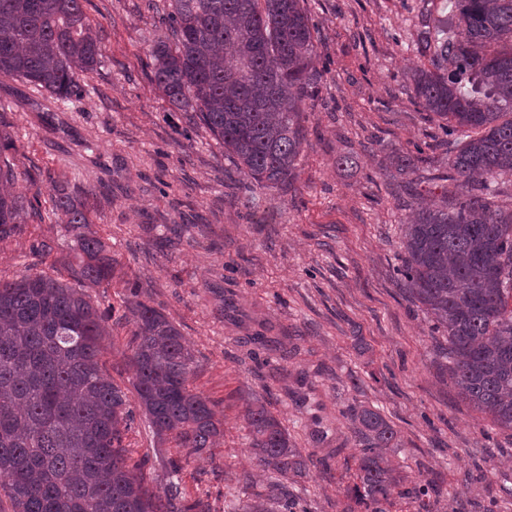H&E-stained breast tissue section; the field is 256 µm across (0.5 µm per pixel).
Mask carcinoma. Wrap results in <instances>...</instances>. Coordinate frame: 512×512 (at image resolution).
Returning a JSON list of instances; mask_svg holds the SVG:
<instances>
[{
	"label": "carcinoma",
	"instance_id": "obj_1",
	"mask_svg": "<svg viewBox=\"0 0 512 512\" xmlns=\"http://www.w3.org/2000/svg\"><path fill=\"white\" fill-rule=\"evenodd\" d=\"M85 0H0V74L58 100L81 95L80 74L102 63V38ZM448 18L426 32L431 66L410 75L411 93L443 138L448 174L442 204H419L404 224L401 284L441 333L442 368L459 395L502 430H512V208L494 200L512 176V0H448ZM168 34L151 45L149 79L168 103L192 112L266 189L292 185L306 140L319 55L304 0H166ZM422 149L398 152L400 175L419 170ZM18 178L0 174V240L24 232ZM53 211L83 255L79 287L43 274L0 281V485L13 512H207L172 485L165 497L144 485L123 435L126 395L105 377L106 318L85 289L112 275V258L89 213L65 182L52 185ZM129 362L140 407L159 436L183 454L173 477L221 432L210 403L189 389L194 356L167 317L131 289ZM362 445L349 512H386L398 494L387 450L396 432L376 410H353ZM244 421L259 464L302 477L306 462L259 399ZM238 512H306L273 492Z\"/></svg>",
	"mask_w": 512,
	"mask_h": 512
}]
</instances>
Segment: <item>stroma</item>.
Listing matches in <instances>:
<instances>
[{
	"instance_id": "obj_1",
	"label": "stroma",
	"mask_w": 512,
	"mask_h": 512,
	"mask_svg": "<svg viewBox=\"0 0 512 512\" xmlns=\"http://www.w3.org/2000/svg\"><path fill=\"white\" fill-rule=\"evenodd\" d=\"M318 27L319 98L308 112L293 187L250 183L188 113L172 110L148 78L165 27L149 0H86L104 57L84 91L56 101L0 75V132L15 143L0 168L36 176L22 235L0 240V279L43 272L69 280L79 255L50 215L51 181L90 198L92 228L112 255V277L90 289L109 324L102 370L126 395L131 462L156 495L168 487L173 436H157L139 406L128 363L129 288L191 346L189 386L223 424L193 457L180 491L209 512L268 494L243 419L259 398L311 464L283 482L306 512H342L361 445L344 411L378 409L398 433L389 456L401 488L431 483L436 512H512V431L462 400L439 368L432 323L401 287V222L427 183L387 167L421 146V168L443 165L442 132L406 85L428 64L421 34L448 0H305ZM351 166L341 167L337 156ZM177 229L181 242L161 246ZM52 247L38 254L40 244Z\"/></svg>"
}]
</instances>
